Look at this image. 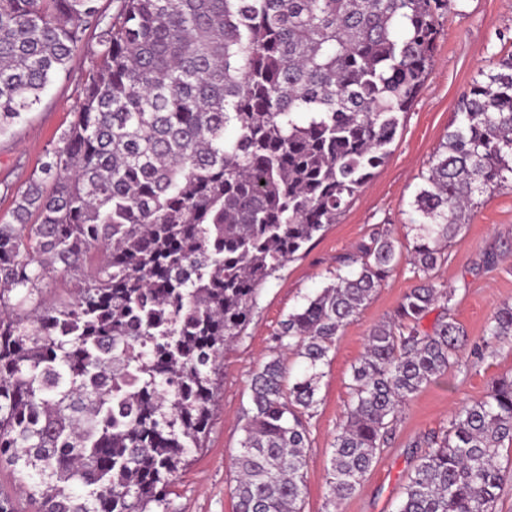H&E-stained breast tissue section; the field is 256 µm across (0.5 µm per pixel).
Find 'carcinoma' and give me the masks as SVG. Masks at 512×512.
<instances>
[{
    "label": "carcinoma",
    "mask_w": 512,
    "mask_h": 512,
    "mask_svg": "<svg viewBox=\"0 0 512 512\" xmlns=\"http://www.w3.org/2000/svg\"><path fill=\"white\" fill-rule=\"evenodd\" d=\"M0 0V135L99 50L71 125L0 223V463L39 512L168 509L211 424L214 374L258 290L383 165L431 74L448 0ZM415 199L419 283L373 326L327 485L353 494L410 398L460 363L456 289L431 272L476 197L512 187V53L479 70ZM402 259L374 231L358 265L280 323L251 379L235 512H302L306 415L342 328ZM77 288L47 299L57 278ZM441 313L429 332L421 321ZM512 337L499 307L483 343ZM305 362L286 383L280 352ZM512 378L458 408L398 512H495L512 470Z\"/></svg>",
    "instance_id": "cac0c4a2"
}]
</instances>
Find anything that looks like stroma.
Instances as JSON below:
<instances>
[{"label": "stroma", "instance_id": "stroma-1", "mask_svg": "<svg viewBox=\"0 0 512 512\" xmlns=\"http://www.w3.org/2000/svg\"><path fill=\"white\" fill-rule=\"evenodd\" d=\"M432 74L410 112L404 114L390 155L335 224L272 277L256 298L251 320L224 355L211 425L200 448L185 458L168 496V512H234L231 490L240 426L250 407L253 372L272 353L273 336L286 316L330 283L348 274L344 257L377 229L387 231L403 254H410L413 202L430 163L456 119L457 103L477 72L512 51V0H451L438 19ZM89 38L74 53L68 76L55 80L13 134L0 136V222L9 220L13 195L25 187L53 140L69 126L78 108L90 60L97 51ZM494 253L496 264L483 258ZM436 282L455 288L451 314L463 326L468 344L459 367L424 387L403 408L387 445L380 448L357 490L339 505L328 501L326 478L331 444L348 404L351 370L361 359L376 323L392 318L417 280L408 263L394 268L360 313L342 329L323 365L309 418L303 512H397L409 470L427 451L424 437L446 430L452 412L485 398L493 379L512 375V339L472 352L497 307L512 304V188L479 196L466 224L438 266Z\"/></svg>", "mask_w": 512, "mask_h": 512}]
</instances>
